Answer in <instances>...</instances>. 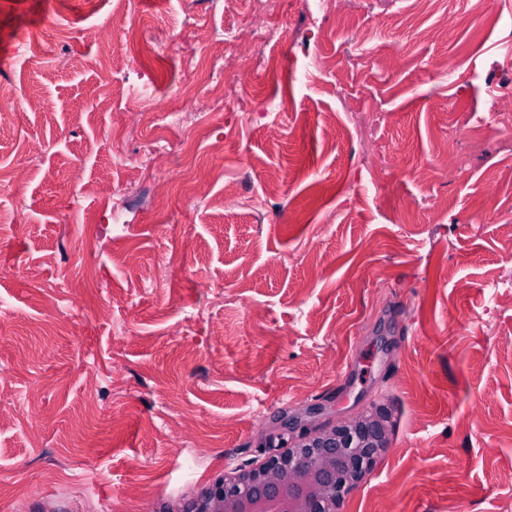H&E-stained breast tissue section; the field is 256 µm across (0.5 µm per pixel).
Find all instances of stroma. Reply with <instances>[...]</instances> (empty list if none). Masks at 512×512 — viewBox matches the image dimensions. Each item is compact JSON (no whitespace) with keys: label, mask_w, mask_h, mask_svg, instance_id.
I'll return each mask as SVG.
<instances>
[{"label":"stroma","mask_w":512,"mask_h":512,"mask_svg":"<svg viewBox=\"0 0 512 512\" xmlns=\"http://www.w3.org/2000/svg\"><path fill=\"white\" fill-rule=\"evenodd\" d=\"M247 18L0 0L51 103L0 108V512H168L373 403L341 512H512V0ZM278 29L268 24H255L245 22L239 30L224 32L226 41H238L244 43L263 44L278 36Z\"/></svg>","instance_id":"obj_1"}]
</instances>
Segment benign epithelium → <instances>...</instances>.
<instances>
[{
	"label": "benign epithelium",
	"instance_id": "7a95c632",
	"mask_svg": "<svg viewBox=\"0 0 512 512\" xmlns=\"http://www.w3.org/2000/svg\"><path fill=\"white\" fill-rule=\"evenodd\" d=\"M388 412L372 405L338 424L280 434L282 453L220 479L188 512H338L387 446Z\"/></svg>",
	"mask_w": 512,
	"mask_h": 512
}]
</instances>
